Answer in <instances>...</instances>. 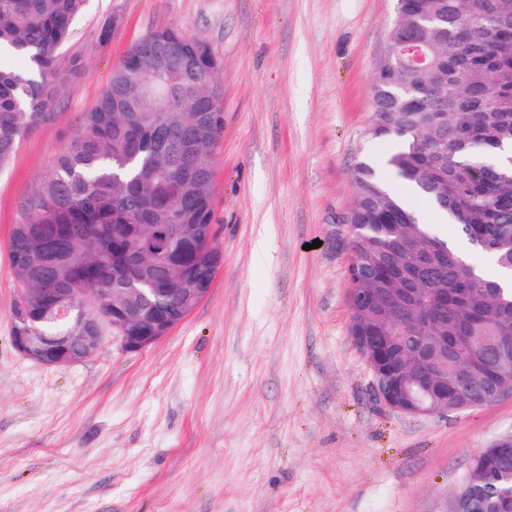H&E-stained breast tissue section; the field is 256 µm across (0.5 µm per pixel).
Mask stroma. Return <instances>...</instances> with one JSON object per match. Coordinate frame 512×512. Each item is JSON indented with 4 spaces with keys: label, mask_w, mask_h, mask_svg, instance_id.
<instances>
[{
    "label": "stroma",
    "mask_w": 512,
    "mask_h": 512,
    "mask_svg": "<svg viewBox=\"0 0 512 512\" xmlns=\"http://www.w3.org/2000/svg\"><path fill=\"white\" fill-rule=\"evenodd\" d=\"M396 0H86L60 50L82 73L0 166V512H449L473 454L512 435V397L386 410L346 302L351 174ZM121 24L99 39L112 16ZM168 26L218 61L211 160L221 263L160 342L66 366L11 341L8 243L25 198L134 42Z\"/></svg>",
    "instance_id": "35a3bbf8"
}]
</instances>
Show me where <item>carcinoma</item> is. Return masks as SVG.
<instances>
[{
  "mask_svg": "<svg viewBox=\"0 0 512 512\" xmlns=\"http://www.w3.org/2000/svg\"><path fill=\"white\" fill-rule=\"evenodd\" d=\"M83 2L0 0V46H10L28 64L24 72L0 69V165L21 139L53 119L58 90L82 72L81 59L62 63L59 50ZM398 5L394 43L419 40L429 70L402 67L392 79L422 88L429 99L441 87L448 107L431 122L419 107L386 111L375 104L370 138L396 142L387 165L428 207L448 214L468 251L512 270V156L495 159L496 150L512 146V0H398ZM170 36L182 40L187 55L180 64L167 63L165 89L175 103L187 96L216 113L205 127L197 112L175 105L160 111L147 90L154 76L139 55L161 50ZM209 69L202 43L177 28L153 31L139 41L56 158L51 175L24 202V218L9 242L18 287L33 288L37 277L51 273L59 288L117 287L112 238L129 234L133 224L147 225L143 236L150 247L153 225H182L170 260L187 269L190 284L210 282L217 248L206 243L213 221L209 158L221 143L223 103L200 92ZM114 83L137 97L126 112L112 111ZM351 188L347 222L359 225L351 237L353 258L365 267L379 258L389 265L348 287L367 288L386 304L376 325L395 320L392 355L401 361V380L411 382L429 369L414 358L417 339L408 327L417 305L407 289L424 266L418 288L448 289V304L428 307L434 329L448 337L443 360L448 404L475 408L492 385H512V357L491 373L479 363L491 349L512 347V288H502L450 246L400 192L387 188L373 164H358ZM426 239L448 253L419 262ZM49 241L63 243L64 250L33 262ZM467 483L475 491L472 512H499L503 496L512 491V452L497 460L476 453Z\"/></svg>",
  "mask_w": 512,
  "mask_h": 512,
  "instance_id": "obj_1",
  "label": "carcinoma"
}]
</instances>
